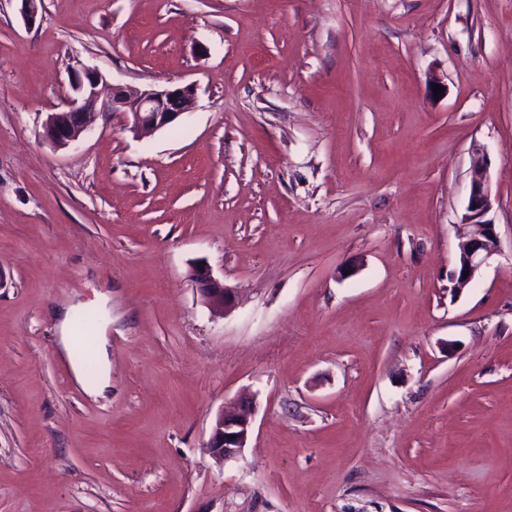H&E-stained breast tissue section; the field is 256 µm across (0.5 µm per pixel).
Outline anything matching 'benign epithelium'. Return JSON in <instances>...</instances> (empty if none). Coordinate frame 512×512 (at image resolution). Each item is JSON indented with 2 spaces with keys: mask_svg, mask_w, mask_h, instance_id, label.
I'll return each instance as SVG.
<instances>
[{
  "mask_svg": "<svg viewBox=\"0 0 512 512\" xmlns=\"http://www.w3.org/2000/svg\"><path fill=\"white\" fill-rule=\"evenodd\" d=\"M20 15L25 24L35 23L42 10V0H20ZM71 85L75 95L66 109L52 112L44 123L43 137L49 143L66 147L76 142L96 113L121 112L137 136L148 135L174 124L196 101V85L178 84L169 87L131 88L106 85L105 75L97 68L85 67L74 73ZM490 160L481 149L473 152L471 184L464 224L471 231L458 245L448 274L455 293L461 292L479 274L482 267L500 252L496 224L488 218L495 198L489 178ZM190 277L205 303L215 312L226 313L231 300L230 289L215 279L208 270L194 268ZM256 403L241 396L222 409L213 422L207 450L216 458L231 461L241 456L252 432Z\"/></svg>",
  "mask_w": 512,
  "mask_h": 512,
  "instance_id": "obj_1",
  "label": "benign epithelium"
}]
</instances>
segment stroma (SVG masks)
<instances>
[{"label":"stroma","mask_w":512,"mask_h":512,"mask_svg":"<svg viewBox=\"0 0 512 512\" xmlns=\"http://www.w3.org/2000/svg\"><path fill=\"white\" fill-rule=\"evenodd\" d=\"M19 8L0 0V512H512V0ZM84 66L197 102L54 147ZM476 144L501 252L456 294ZM72 304L109 340L100 396L58 352ZM245 393L225 463L206 443ZM190 277L209 308L214 312L225 315L227 306L231 300L230 289L226 288L224 283L215 279L208 270L204 268L192 269ZM256 403L241 396L222 409L213 422L207 450L224 462L237 459L246 448L252 432Z\"/></svg>","instance_id":"1"}]
</instances>
